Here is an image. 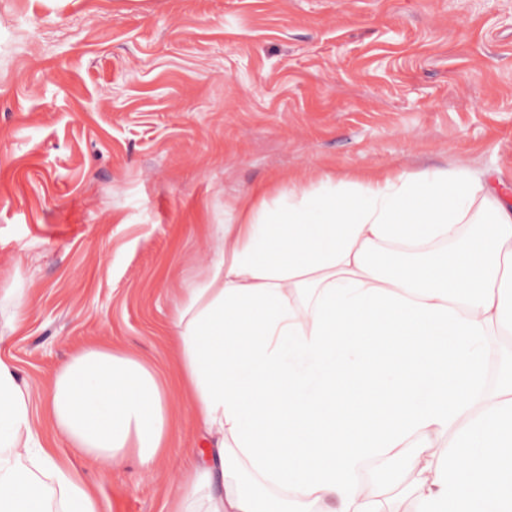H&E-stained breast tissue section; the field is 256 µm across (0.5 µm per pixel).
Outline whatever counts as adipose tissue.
Here are the masks:
<instances>
[{
  "mask_svg": "<svg viewBox=\"0 0 512 512\" xmlns=\"http://www.w3.org/2000/svg\"><path fill=\"white\" fill-rule=\"evenodd\" d=\"M171 312L176 383L86 342L40 442L0 359V512H104L77 467L163 459L183 393L205 448L167 512H385L358 471L410 454L414 512H512V208L469 173L290 178L243 200Z\"/></svg>",
  "mask_w": 512,
  "mask_h": 512,
  "instance_id": "obj_1",
  "label": "adipose tissue"
}]
</instances>
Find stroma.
Wrapping results in <instances>:
<instances>
[{
	"mask_svg": "<svg viewBox=\"0 0 512 512\" xmlns=\"http://www.w3.org/2000/svg\"><path fill=\"white\" fill-rule=\"evenodd\" d=\"M475 172L512 204V0H0V359L34 420L91 339L176 373L210 232L284 174ZM165 460L80 462L165 512Z\"/></svg>",
	"mask_w": 512,
	"mask_h": 512,
	"instance_id": "stroma-1",
	"label": "stroma"
}]
</instances>
